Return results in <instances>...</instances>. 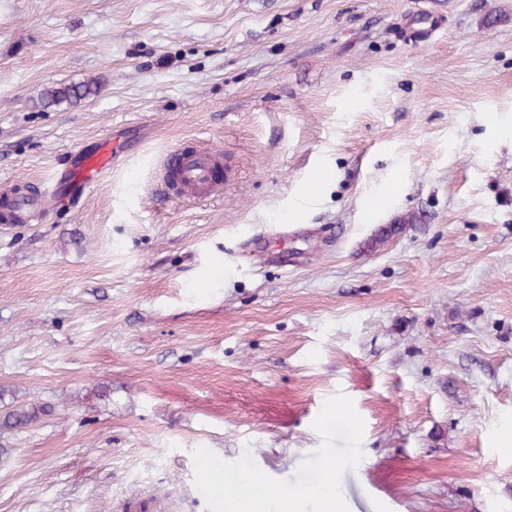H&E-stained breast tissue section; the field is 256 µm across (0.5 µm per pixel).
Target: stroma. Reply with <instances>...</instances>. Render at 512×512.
<instances>
[{"label":"stroma","instance_id":"obj_1","mask_svg":"<svg viewBox=\"0 0 512 512\" xmlns=\"http://www.w3.org/2000/svg\"><path fill=\"white\" fill-rule=\"evenodd\" d=\"M112 133L0 223V414L52 408L0 512H228L339 456L344 512H512V0H0V188ZM198 139L230 179L179 202ZM98 92V83L96 79H89L78 83L67 85L51 86L44 90L43 100L48 105L60 104L67 102L69 104H77L82 100L94 96ZM121 148L120 143L109 135L94 145L72 150L66 166L55 168L50 173L48 192L35 190L2 194L0 222L12 224L22 215L32 217L46 212V207L53 201L61 205L83 196L112 172V164L120 157ZM161 178L180 199L219 197L224 192V150L218 145L176 146L161 164Z\"/></svg>","mask_w":512,"mask_h":512}]
</instances>
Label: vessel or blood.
<instances>
[{
  "label": "vessel or blood",
  "instance_id": "b4317fda",
  "mask_svg": "<svg viewBox=\"0 0 512 512\" xmlns=\"http://www.w3.org/2000/svg\"><path fill=\"white\" fill-rule=\"evenodd\" d=\"M120 155L121 145L111 136L72 150L66 166L50 173L49 190L0 195V222L10 224L83 196L111 173ZM161 178L180 199L205 202L219 197L224 192V150L218 145L176 146L161 164Z\"/></svg>",
  "mask_w": 512,
  "mask_h": 512
}]
</instances>
